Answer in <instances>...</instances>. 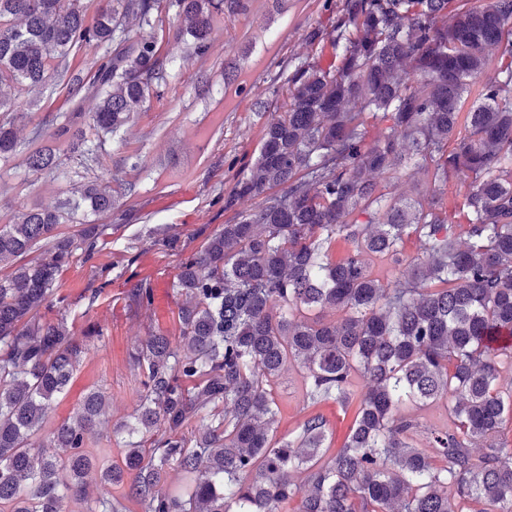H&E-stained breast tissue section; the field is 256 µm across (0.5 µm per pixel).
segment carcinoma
Instances as JSON below:
<instances>
[{
    "label": "carcinoma",
    "instance_id": "cac0c4a2",
    "mask_svg": "<svg viewBox=\"0 0 512 512\" xmlns=\"http://www.w3.org/2000/svg\"><path fill=\"white\" fill-rule=\"evenodd\" d=\"M164 1L200 57L216 24L253 3L106 0L89 19L82 0H0V87L67 74L73 93L99 98L55 131L66 150L34 134L30 171L99 163L106 136L168 83L153 34ZM332 32L337 63L288 76L224 207L261 201L178 263L177 339L157 331L131 354L143 390L113 428L126 435L121 463L86 448L108 404L98 389L41 441L89 352L64 317L41 311L75 260L110 245L104 224L60 225L112 212V182L0 224V512H67L88 501L93 471L101 492L87 512H126L130 499L140 512H512V0H343ZM113 43L90 83L69 71L73 50ZM17 118L0 90L2 160L16 152ZM411 166L440 188L466 184L457 214L439 193L391 192ZM128 297L150 310L154 286ZM285 369L307 405L355 406L335 455L317 413L275 438L272 385ZM437 403L448 425L420 448L419 411ZM172 470L191 478L182 493L165 489Z\"/></svg>",
    "mask_w": 512,
    "mask_h": 512
}]
</instances>
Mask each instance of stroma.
<instances>
[{
    "mask_svg": "<svg viewBox=\"0 0 512 512\" xmlns=\"http://www.w3.org/2000/svg\"><path fill=\"white\" fill-rule=\"evenodd\" d=\"M341 6L342 0H254L247 13L217 24L203 57L175 40L179 19L165 15L167 86L107 141L103 166L86 168L73 161L64 179L28 172L25 160L32 130H40L42 142H51L64 112L71 110L69 89L57 78L29 93L25 116L17 122V152L0 164L1 213L53 207L73 188L108 176L132 185L105 218L112 226L111 246L89 262L71 265L60 287L75 334L95 329L103 336L90 340L89 354L67 394L55 402L51 421L71 417L87 390H102L109 410L89 441L103 464L121 459L113 426L133 411L142 389L133 348L152 332L174 329L177 298L168 284L180 253L198 251L208 234L255 207V200L245 198L228 209L224 200L254 157L270 113L279 111L278 91L288 73L304 63L334 61L330 39L312 42L308 35L331 30ZM229 59L239 79L228 88L224 63ZM259 98L268 102L266 113L255 110ZM131 155L138 156V169L127 165ZM162 228L178 233L177 250L162 245ZM141 280L155 287V306L148 314L128 304V291ZM273 396L279 408L275 430L288 434L307 412L295 370L276 379Z\"/></svg>",
    "mask_w": 512,
    "mask_h": 512,
    "instance_id": "stroma-1",
    "label": "stroma"
}]
</instances>
